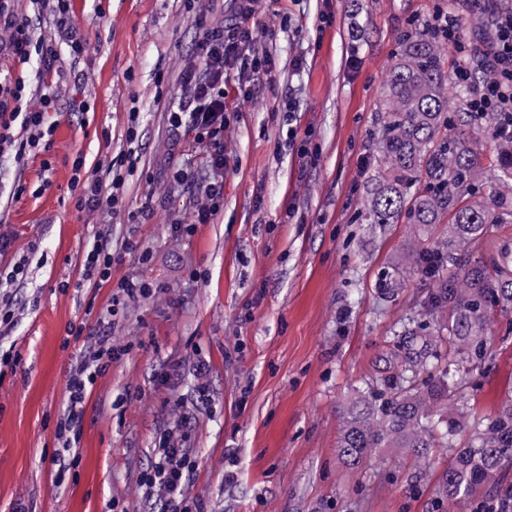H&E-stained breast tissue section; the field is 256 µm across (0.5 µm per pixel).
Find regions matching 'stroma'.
<instances>
[{
	"label": "stroma",
	"mask_w": 512,
	"mask_h": 512,
	"mask_svg": "<svg viewBox=\"0 0 512 512\" xmlns=\"http://www.w3.org/2000/svg\"><path fill=\"white\" fill-rule=\"evenodd\" d=\"M453 2L262 0L263 12L291 20L266 44L276 67L257 99L234 114L224 212L176 235L168 219L192 201L169 186L168 169L201 171L205 158L165 150L154 74L174 69L193 17L185 0H74L90 46L80 62L90 77L75 96L95 110L86 124L60 122L40 198L0 199V228L14 237L0 265L29 261L15 324L0 333V351L17 356L0 377V512H151L141 477L168 430L188 450L186 496L204 512H469L437 493L450 449H435L422 470L385 448L352 474L336 452L352 389L396 375L390 330L423 315L417 278L391 301L377 288L412 226L365 224L358 212L376 169L385 72L401 38ZM324 14L334 23L323 30ZM133 108L146 121L144 174L128 178L125 209L112 217V277L147 278L156 294L116 316L112 342L128 352L93 385L78 460L58 487L55 426L82 346L69 331L106 316L113 293L82 277L97 226L74 206L72 160L82 154L92 168L118 150ZM304 144L314 164L300 156ZM141 208L152 219L128 223ZM129 239L150 251L149 264L124 252ZM487 349L489 370L470 371L466 390L481 412L512 388V318L495 316Z\"/></svg>",
	"instance_id": "1"
}]
</instances>
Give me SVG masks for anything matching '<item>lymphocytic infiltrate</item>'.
I'll return each instance as SVG.
<instances>
[{"label": "lymphocytic infiltrate", "mask_w": 512, "mask_h": 512, "mask_svg": "<svg viewBox=\"0 0 512 512\" xmlns=\"http://www.w3.org/2000/svg\"><path fill=\"white\" fill-rule=\"evenodd\" d=\"M21 0H0V159L12 158L17 169L11 181L0 180V195L12 200L40 196L49 180L33 184L23 167L38 148H51L61 117H84L89 107L74 104L70 97L73 84L85 80L82 72L65 73L59 64L61 50H68L73 61L87 56L88 42L74 17L73 0H31L37 14L23 12ZM260 0H187L186 9L194 15L195 37L181 57L177 80L181 94L166 110L168 149L191 145L206 156L208 174L199 177L181 166L171 169L169 181L195 202L190 216L172 219L170 228L177 233H192L195 225L210 224L224 209V169L230 159L225 133L230 125L229 101L249 102L255 97V85L274 65L270 53H258V43L270 40L275 29L262 16ZM52 15L53 27L43 32L45 15ZM491 41L473 38L454 13H441L435 26L447 31L448 44L457 55L451 73L452 85L472 81L471 65L487 66L490 76L475 88L468 102L472 112H499L503 127L512 133V9L491 14ZM39 60L42 84L31 89L23 77L12 76L7 68ZM146 136L142 113L128 114L125 144L111 153L98 172L85 169L83 157L72 162L70 191L75 207L102 224L82 266L85 278L98 284L115 283L113 306L125 301L146 300L153 296L152 284L144 278L113 280L112 246L109 228L119 212L123 188L133 175L139 149ZM72 335L86 343L76 359L68 381L67 413L55 429L61 446L50 463L57 481H64L70 461L76 457L81 441L85 402L97 376L108 361L119 359L122 348L108 345L104 329L86 324L72 327ZM185 450L171 435L159 440L154 466L145 475L146 486L156 491L158 512H192L184 494L189 469L184 464Z\"/></svg>", "instance_id": "f902f5d3"}]
</instances>
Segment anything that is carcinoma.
Instances as JSON below:
<instances>
[{
  "instance_id": "cac0c4a2",
  "label": "carcinoma",
  "mask_w": 512,
  "mask_h": 512,
  "mask_svg": "<svg viewBox=\"0 0 512 512\" xmlns=\"http://www.w3.org/2000/svg\"><path fill=\"white\" fill-rule=\"evenodd\" d=\"M445 43L430 35L401 41L387 70L377 128L378 167L361 202L368 224H412L413 243L381 271L378 290L392 298L409 274L427 285L420 306L426 320L394 328L406 349L395 381L355 390L344 411L337 453L348 471L381 448L420 462L435 448H453L439 494L467 503L495 488L491 507L512 512V391L489 414L471 413L460 392L469 384L460 366H490L485 337L492 314H512V244L489 256L473 245L495 224H512V142L496 135L498 112H453ZM483 130L496 139L495 168L484 164Z\"/></svg>"
}]
</instances>
